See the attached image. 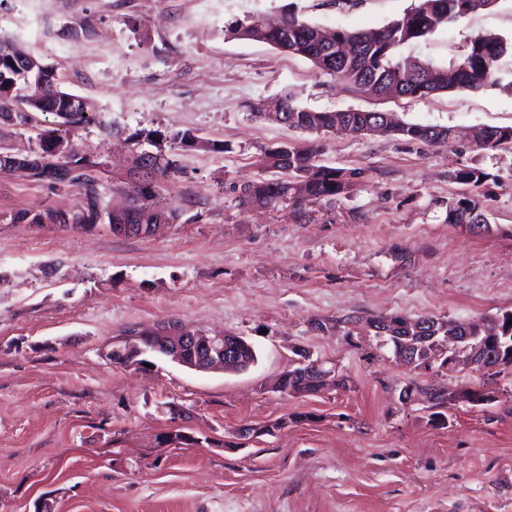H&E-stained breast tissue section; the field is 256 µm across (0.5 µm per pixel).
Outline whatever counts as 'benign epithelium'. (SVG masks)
I'll return each mask as SVG.
<instances>
[{
  "label": "benign epithelium",
  "mask_w": 512,
  "mask_h": 512,
  "mask_svg": "<svg viewBox=\"0 0 512 512\" xmlns=\"http://www.w3.org/2000/svg\"><path fill=\"white\" fill-rule=\"evenodd\" d=\"M268 120L278 124H290L296 120V115L284 112V105L279 103L274 108L264 109ZM393 128L392 113L377 114V121L357 124L353 133L357 135L384 133ZM132 173L136 174L138 183L143 184L153 176V167L145 157H130ZM503 317H495L489 322L470 327L464 323L448 321L439 334L430 335L434 331L428 318L420 317L410 319L398 316L393 322L390 317L383 316L367 321L368 327L377 335H390L398 329L407 333L405 343L396 350V354L403 364L413 367L418 363V349L420 346L436 342L430 357L442 356L447 360L446 367L454 370L460 366H468L472 370L490 373L497 369L496 353L500 347L512 348V332L501 329ZM251 345L240 336H227L223 333L210 334L199 330L184 328L181 324L169 322L151 337L150 346L146 347L140 337L129 335L124 344L115 346L104 353V357L111 363L131 366L141 364L140 356L152 351L165 355L178 364L197 371L215 369L234 370L247 368L252 365L244 354L245 349ZM300 359L295 373H283L277 379L275 389L284 394H297L291 387V382L298 377L305 382L314 383L318 390L328 387H340L344 382L336 377V369L325 368L323 363L313 360L303 349L296 348ZM160 441L166 446L181 441L198 442V439L188 435L182 427L175 425L160 434Z\"/></svg>",
  "instance_id": "obj_1"
}]
</instances>
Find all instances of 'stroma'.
I'll return each mask as SVG.
<instances>
[{
  "label": "stroma",
  "instance_id": "1",
  "mask_svg": "<svg viewBox=\"0 0 512 512\" xmlns=\"http://www.w3.org/2000/svg\"><path fill=\"white\" fill-rule=\"evenodd\" d=\"M414 0H0V32L56 68L61 90L91 102L70 131L98 164L103 204L123 200L127 142L158 130L162 149L189 132L209 150L180 152L181 174L155 203L180 223L148 237L107 225L13 224L20 209H71L76 189L0 171V512H512V367H409L366 329L372 317L472 321L512 311V143L408 144L394 134H308L254 115L290 97L302 108L373 110L467 130L512 126V86L422 99L367 96L268 44L232 39L238 20L294 10L324 29L382 27ZM512 37L498 0L402 56L449 66L476 36ZM59 120L0 128V149L36 148ZM306 142L320 164L363 177L336 201L239 205L235 188L268 176L267 147ZM478 168L473 186L453 173ZM475 200L483 224H451V201ZM356 320L352 335L314 321ZM179 321L252 344L248 370L195 372L149 354L110 364L125 331ZM335 367L339 388L274 390L294 347ZM412 387L410 402L400 393ZM480 388L433 416L429 393ZM183 411L196 445L157 435ZM274 425L240 443L236 431Z\"/></svg>",
  "mask_w": 512,
  "mask_h": 512
}]
</instances>
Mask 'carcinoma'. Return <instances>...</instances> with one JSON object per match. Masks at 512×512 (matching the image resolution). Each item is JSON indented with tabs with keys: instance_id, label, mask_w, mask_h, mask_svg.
<instances>
[{
	"instance_id": "carcinoma-1",
	"label": "carcinoma",
	"mask_w": 512,
	"mask_h": 512,
	"mask_svg": "<svg viewBox=\"0 0 512 512\" xmlns=\"http://www.w3.org/2000/svg\"><path fill=\"white\" fill-rule=\"evenodd\" d=\"M499 0H417L402 18L389 22L382 28L369 32H349L337 29L342 50L326 53L321 48L319 36L322 29L299 18L292 11L276 15L261 28L246 20H237L226 29L236 39L254 40L273 48L303 57L313 67L355 89L372 82L385 86L402 87L407 97L424 98L450 88L478 90L500 83L499 62L512 58V39L489 34L478 37L466 45L451 69L431 62L416 61L409 70L408 60L398 57V50L412 42L431 37L442 27L466 17L478 9L495 6ZM29 53L15 38L0 34V124L26 125L35 112L51 113L61 120V125L76 128L90 122L95 115L94 106L85 99L61 90L55 69L43 73L23 72L15 63ZM287 111L296 113L298 120L290 128L329 133L336 131V110H311L295 106L284 99ZM401 137L408 143H429V139L449 135L450 129L430 127L418 123H399ZM482 139L476 143L481 148H492L512 141V127L485 126ZM162 134L155 130H139L128 136L136 150L145 144L157 147L155 159L160 161L156 170L159 178L181 173L182 167L173 155L157 146ZM64 140L61 134L47 133L41 137L38 149L32 154L46 158L50 163L43 169V178L61 187H74L82 196L72 210L54 208L22 209L11 214L16 224H58L71 228L93 227L95 224H176L180 212L172 209L159 217L150 210L151 188L136 184L124 191L127 206L119 211L104 206L93 176L96 162L76 158L73 154L60 157L53 154L54 146ZM316 152L302 144L281 143L264 151L263 162L268 169L283 173V177L248 182L239 187L238 200L242 205L274 207L293 200L292 184L296 179H307V194L315 200H331L347 194L362 176L360 169H337L318 164ZM454 179L462 184L478 185L487 177L478 168L459 169ZM473 214L468 222L475 224L482 215L471 199H460L448 204L447 219L461 222L465 213Z\"/></svg>"
}]
</instances>
